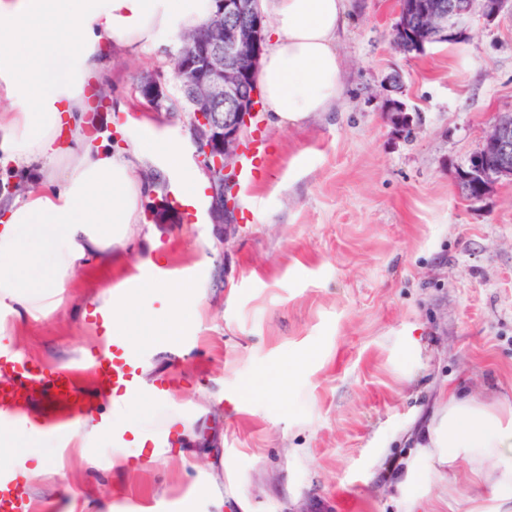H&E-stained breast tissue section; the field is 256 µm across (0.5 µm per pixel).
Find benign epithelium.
Listing matches in <instances>:
<instances>
[{
	"mask_svg": "<svg viewBox=\"0 0 512 512\" xmlns=\"http://www.w3.org/2000/svg\"><path fill=\"white\" fill-rule=\"evenodd\" d=\"M421 8L425 25L418 31L428 43L457 44L476 16L487 23L512 11V0H455L450 9L436 3ZM266 16L261 0H211L206 21L182 38L174 56L175 76L192 86L189 97L191 135L200 168L207 178L213 223L229 232L238 224L233 193L244 134L256 117L258 89L248 96L240 86L254 81L264 52ZM147 105L159 112L170 102L165 84L155 74L136 83ZM475 185L480 195L490 193L503 179H512V113L499 114L489 125L479 149Z\"/></svg>",
	"mask_w": 512,
	"mask_h": 512,
	"instance_id": "benign-epithelium-1",
	"label": "benign epithelium"
}]
</instances>
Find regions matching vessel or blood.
<instances>
[{
	"mask_svg": "<svg viewBox=\"0 0 512 512\" xmlns=\"http://www.w3.org/2000/svg\"><path fill=\"white\" fill-rule=\"evenodd\" d=\"M268 155L263 129L255 127L242 149L237 175L242 192H249L262 179ZM150 346L147 340L131 344L125 337L116 336L109 350L96 349L74 361L45 368L11 344L1 342L0 373L10 376L11 381L0 387V425L68 431L86 402L76 384L82 373L92 375L98 389L111 395L116 409L144 399H163L179 378L170 374L145 379L141 370ZM0 512H30L20 470L0 473Z\"/></svg>",
	"mask_w": 512,
	"mask_h": 512,
	"instance_id": "1",
	"label": "vessel or blood"
}]
</instances>
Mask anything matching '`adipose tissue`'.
Masks as SVG:
<instances>
[{
	"mask_svg": "<svg viewBox=\"0 0 512 512\" xmlns=\"http://www.w3.org/2000/svg\"><path fill=\"white\" fill-rule=\"evenodd\" d=\"M345 0H270L272 22L258 83L271 124L288 127L330 111L341 95L336 42ZM206 18L204 0H0V159L14 169L37 165L44 189L5 203L0 220V335L4 316L39 306L50 311L87 258L112 265L139 219L148 183L134 175V159L163 153L182 165L185 146L162 142L151 123L137 121V136L120 149L102 141L94 154L77 155L74 144L92 143L84 114L103 85L109 47L137 55L157 35H180ZM48 262L37 279L31 266ZM137 301L121 299L120 287H104L95 311L102 318L98 342L113 336L155 338L172 347L184 327L201 318L192 285L163 287L130 274ZM162 298L155 315L149 301ZM423 454L439 462L471 458L478 478L491 481L497 497L512 501V413L450 394L423 434Z\"/></svg>",
	"mask_w": 512,
	"mask_h": 512,
	"instance_id": "ef3b65f1",
	"label": "adipose tissue"
}]
</instances>
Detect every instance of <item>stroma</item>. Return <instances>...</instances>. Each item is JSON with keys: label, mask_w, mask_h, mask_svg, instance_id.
<instances>
[{"label": "stroma", "mask_w": 512, "mask_h": 512, "mask_svg": "<svg viewBox=\"0 0 512 512\" xmlns=\"http://www.w3.org/2000/svg\"><path fill=\"white\" fill-rule=\"evenodd\" d=\"M399 0H348L337 43L342 92L330 112L287 128L265 125L262 183L237 195L255 219L232 235L198 222L167 198L175 175L163 157L135 164L152 182L125 265L77 271L46 318H9V341L55 366L94 350L87 312L102 285L153 261L196 285L203 310L173 347H154L146 378L177 372L180 386L150 403L141 424L164 436L172 417L190 426L157 467L110 463L94 441L89 466L27 486L31 512H488L492 490L459 459L400 485L421 433L448 395L512 410V180L466 198L457 170L488 126L512 113V13L472 21L464 42L420 53L392 46ZM180 39L152 50H113L95 103L106 139H131L124 111L145 113L135 90L161 75L174 107L156 130L190 140V114L173 73ZM403 102L408 130L387 99ZM150 112V111H149ZM308 360L285 395H239L240 382Z\"/></svg>", "instance_id": "obj_1"}]
</instances>
